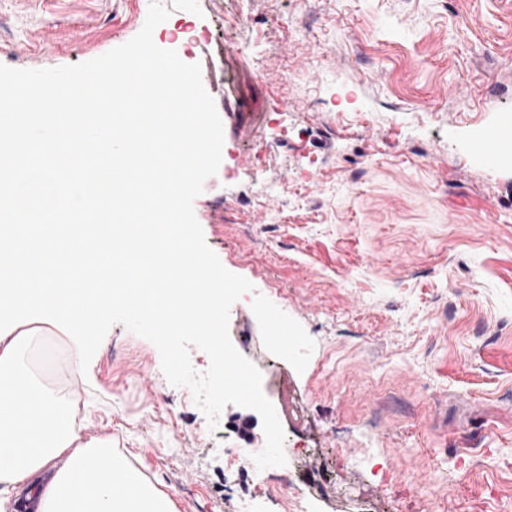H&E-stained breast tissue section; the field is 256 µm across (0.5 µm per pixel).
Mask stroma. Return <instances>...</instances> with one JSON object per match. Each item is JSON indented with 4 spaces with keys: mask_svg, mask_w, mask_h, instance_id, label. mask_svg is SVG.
Here are the masks:
<instances>
[{
    "mask_svg": "<svg viewBox=\"0 0 512 512\" xmlns=\"http://www.w3.org/2000/svg\"><path fill=\"white\" fill-rule=\"evenodd\" d=\"M157 46L201 66L224 130L193 202L207 245L315 343L267 358L230 310L290 476L314 512H512V0H164ZM149 0H0V64H80L132 39ZM356 91V103L345 96ZM40 325L24 364L87 440L177 512H300L258 469L260 415L217 429L157 348L111 327L87 372ZM512 137V127H491L480 136L479 148L486 154L495 153L499 144Z\"/></svg>",
    "mask_w": 512,
    "mask_h": 512,
    "instance_id": "stroma-1",
    "label": "stroma"
}]
</instances>
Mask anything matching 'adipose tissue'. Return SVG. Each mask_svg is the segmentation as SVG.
Instances as JSON below:
<instances>
[{
	"label": "adipose tissue",
	"instance_id": "obj_1",
	"mask_svg": "<svg viewBox=\"0 0 512 512\" xmlns=\"http://www.w3.org/2000/svg\"><path fill=\"white\" fill-rule=\"evenodd\" d=\"M25 336L0 340V495L14 512H175L106 443L83 440L66 403L23 369Z\"/></svg>",
	"mask_w": 512,
	"mask_h": 512
}]
</instances>
